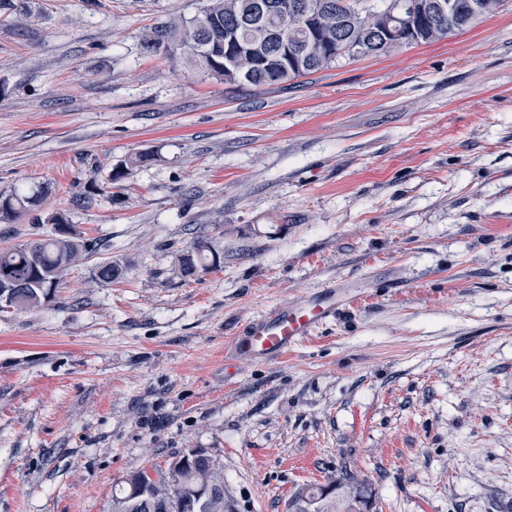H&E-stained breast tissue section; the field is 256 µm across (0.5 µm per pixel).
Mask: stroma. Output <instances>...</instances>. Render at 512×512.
Listing matches in <instances>:
<instances>
[{
  "label": "stroma",
  "mask_w": 512,
  "mask_h": 512,
  "mask_svg": "<svg viewBox=\"0 0 512 512\" xmlns=\"http://www.w3.org/2000/svg\"><path fill=\"white\" fill-rule=\"evenodd\" d=\"M196 7L0 0V192L34 198L0 248L53 215L97 243L0 312V512H111L191 448L229 512H287L342 466L370 512H512V0L262 89L147 51ZM199 236L221 264L187 278ZM326 288L356 301L287 354L236 349Z\"/></svg>",
  "instance_id": "1"
}]
</instances>
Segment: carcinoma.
Returning <instances> with one entry per match:
<instances>
[{
    "mask_svg": "<svg viewBox=\"0 0 512 512\" xmlns=\"http://www.w3.org/2000/svg\"><path fill=\"white\" fill-rule=\"evenodd\" d=\"M297 0H200L197 11L176 22L155 26L147 36V48L166 57L182 58L203 76L235 87L263 88L281 84L335 64L341 58H360L357 45L381 29L382 11L397 18L391 45L369 46L374 55L400 48L399 42L418 45L448 33V19L427 16L418 34L406 40L398 21L401 0H303L311 5L310 20L291 16L289 5ZM33 200L14 191L0 193V223L13 224ZM57 225L51 235L0 249V284L14 283L13 308H36L48 302L64 272L91 251L90 243L78 240L65 228L59 215L48 219ZM221 257L206 239L197 238L180 258V270L190 276L215 267ZM196 466L185 464V454L169 460L166 468L138 469L124 478L112 493V512H156L155 496L168 487L205 480L224 486V470L201 452ZM369 494L355 474L336 472L325 485L303 487L288 502V512H363ZM172 512H224V496L208 500H181Z\"/></svg>",
    "mask_w": 512,
    "mask_h": 512,
    "instance_id": "obj_1",
    "label": "carcinoma"
}]
</instances>
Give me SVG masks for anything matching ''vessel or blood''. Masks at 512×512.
I'll return each mask as SVG.
<instances>
[{"instance_id":"b4317fda","label":"vessel or blood","mask_w":512,"mask_h":512,"mask_svg":"<svg viewBox=\"0 0 512 512\" xmlns=\"http://www.w3.org/2000/svg\"><path fill=\"white\" fill-rule=\"evenodd\" d=\"M345 305V300L331 291L288 307L274 308L246 325L240 346L260 358L284 355Z\"/></svg>"}]
</instances>
